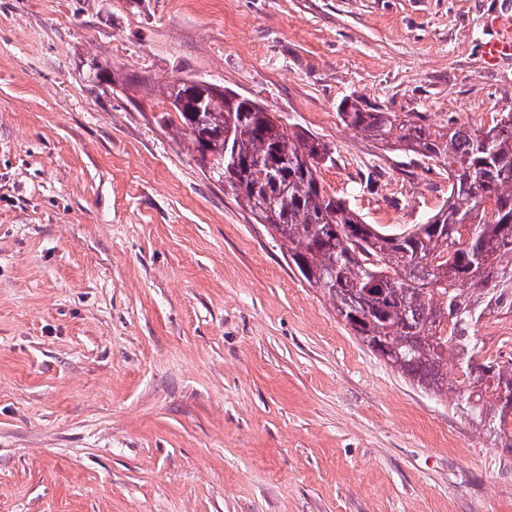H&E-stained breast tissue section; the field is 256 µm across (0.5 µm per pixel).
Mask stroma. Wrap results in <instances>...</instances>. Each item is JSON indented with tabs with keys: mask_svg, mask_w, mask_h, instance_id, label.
<instances>
[{
	"mask_svg": "<svg viewBox=\"0 0 512 512\" xmlns=\"http://www.w3.org/2000/svg\"><path fill=\"white\" fill-rule=\"evenodd\" d=\"M512 0H0V512H512V450L376 357L187 140L203 78L333 150L325 190L410 231L443 166L346 127L512 112ZM110 63L108 78L88 62ZM478 359L512 356V316ZM491 25L495 35L482 45L481 51L488 64H495L512 54V15H498L493 18Z\"/></svg>",
	"mask_w": 512,
	"mask_h": 512,
	"instance_id": "1",
	"label": "stroma"
}]
</instances>
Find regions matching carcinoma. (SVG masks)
Here are the masks:
<instances>
[{"mask_svg":"<svg viewBox=\"0 0 512 512\" xmlns=\"http://www.w3.org/2000/svg\"><path fill=\"white\" fill-rule=\"evenodd\" d=\"M211 82L161 87L160 120L189 141L194 160L258 224L289 262L328 296L375 355L512 448V367L475 361L476 327L512 312V112L480 128L431 129L381 107L344 100L343 123L448 168V201L412 231L387 234L326 193L328 146L289 131L257 101ZM177 118H172V115ZM460 378L448 385V361Z\"/></svg>","mask_w":512,"mask_h":512,"instance_id":"obj_1","label":"carcinoma"}]
</instances>
